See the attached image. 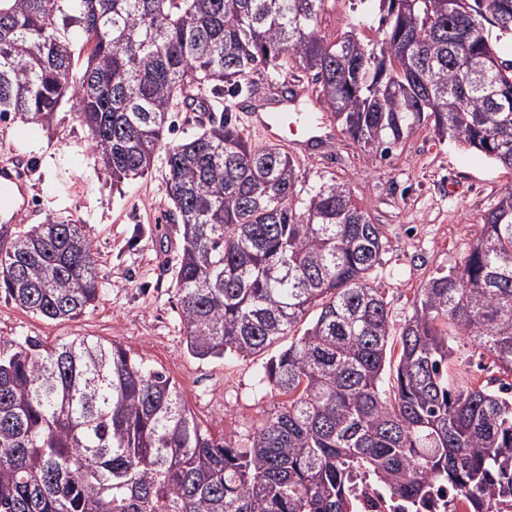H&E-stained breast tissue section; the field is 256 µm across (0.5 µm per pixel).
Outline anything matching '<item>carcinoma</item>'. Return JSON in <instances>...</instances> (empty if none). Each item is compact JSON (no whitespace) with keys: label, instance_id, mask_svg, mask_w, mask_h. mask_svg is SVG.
Returning a JSON list of instances; mask_svg holds the SVG:
<instances>
[{"label":"carcinoma","instance_id":"cac0c4a2","mask_svg":"<svg viewBox=\"0 0 512 512\" xmlns=\"http://www.w3.org/2000/svg\"><path fill=\"white\" fill-rule=\"evenodd\" d=\"M328 2L0 0V121L48 123L71 101L114 186L164 153L188 352L273 349L261 382L282 397L232 441L120 343L0 339V512H350L360 473L413 505L432 480L512 495V383L448 372L466 339L512 374V186L397 328L370 284L384 229L347 182L299 189L296 157L248 142L218 103L201 132L165 138L181 102L251 99L259 67L292 68L368 154L425 128L512 169V60L496 52L512 0H375L369 40L359 22L322 35ZM0 294L82 316L102 294L84 225L0 224Z\"/></svg>","mask_w":512,"mask_h":512}]
</instances>
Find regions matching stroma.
<instances>
[{
    "mask_svg": "<svg viewBox=\"0 0 512 512\" xmlns=\"http://www.w3.org/2000/svg\"><path fill=\"white\" fill-rule=\"evenodd\" d=\"M316 134L296 156L299 186L342 178L357 206L383 226L387 243L371 284L394 325H401L427 280L461 265L484 214L512 186V170L425 129L385 157L362 153L338 126L323 124ZM2 164L22 168L23 175L15 214L0 213V224L11 218L84 225L98 252L103 292L75 320H45L0 298V336L121 343L180 385L203 427L238 440L261 426L279 402L259 382L262 358L199 360L187 350L174 283L180 239L169 218L164 158L156 157L145 177L113 186L87 128L65 103L46 126L0 121ZM449 369L462 386L512 382L470 343L456 344Z\"/></svg>",
    "mask_w": 512,
    "mask_h": 512,
    "instance_id": "35a3bbf8",
    "label": "stroma"
}]
</instances>
